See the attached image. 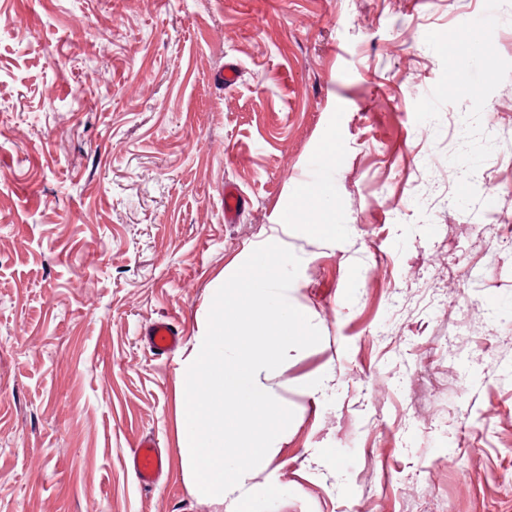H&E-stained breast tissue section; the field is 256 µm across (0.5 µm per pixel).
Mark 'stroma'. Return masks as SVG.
Listing matches in <instances>:
<instances>
[{
  "mask_svg": "<svg viewBox=\"0 0 512 512\" xmlns=\"http://www.w3.org/2000/svg\"><path fill=\"white\" fill-rule=\"evenodd\" d=\"M339 106L350 238L286 237L322 340L270 381L295 416L251 488L512 512V0H0V512H224L190 491L175 384ZM245 198L240 191L232 186L224 187V221L231 224L236 219L238 213L243 209ZM148 343L158 355H165L180 342L181 335L175 324L169 320L153 322L145 332ZM128 466L145 488L153 487L162 475L163 460L152 441H141L128 458Z\"/></svg>",
  "mask_w": 512,
  "mask_h": 512,
  "instance_id": "35a3bbf8",
  "label": "stroma"
}]
</instances>
